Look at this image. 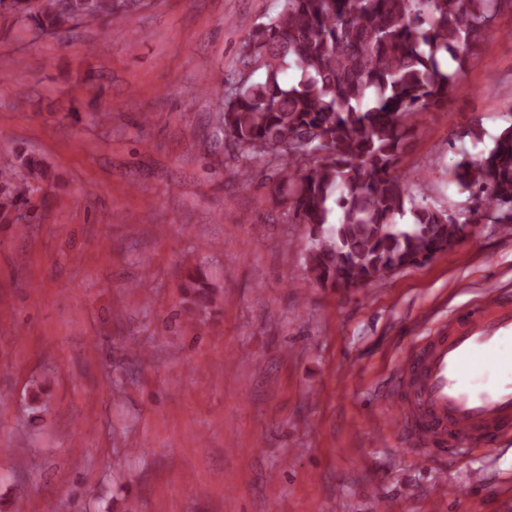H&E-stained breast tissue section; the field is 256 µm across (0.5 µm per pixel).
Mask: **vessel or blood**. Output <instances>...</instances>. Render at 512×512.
<instances>
[{
    "label": "vessel or blood",
    "mask_w": 512,
    "mask_h": 512,
    "mask_svg": "<svg viewBox=\"0 0 512 512\" xmlns=\"http://www.w3.org/2000/svg\"><path fill=\"white\" fill-rule=\"evenodd\" d=\"M478 364L495 369L494 383L472 385L469 374ZM395 384V429L417 442L416 456L486 450L511 434L512 300L493 290L452 315L404 356Z\"/></svg>",
    "instance_id": "obj_1"
}]
</instances>
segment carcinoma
<instances>
[{"label": "carcinoma", "mask_w": 512, "mask_h": 512, "mask_svg": "<svg viewBox=\"0 0 512 512\" xmlns=\"http://www.w3.org/2000/svg\"><path fill=\"white\" fill-rule=\"evenodd\" d=\"M10 0L42 33L101 23L115 38V0ZM239 48L242 71L219 122L241 173L274 164L272 196L311 228L306 266L332 288L383 281L459 243L484 215L512 224V124L488 152L464 159L454 182L475 203L456 213L414 195L425 173L398 171L418 117L447 103L470 49L512 0H280ZM51 176L24 156L0 183V223L33 224ZM411 214L412 223L396 218ZM184 302L215 308L218 289L186 268Z\"/></svg>", "instance_id": "1"}]
</instances>
